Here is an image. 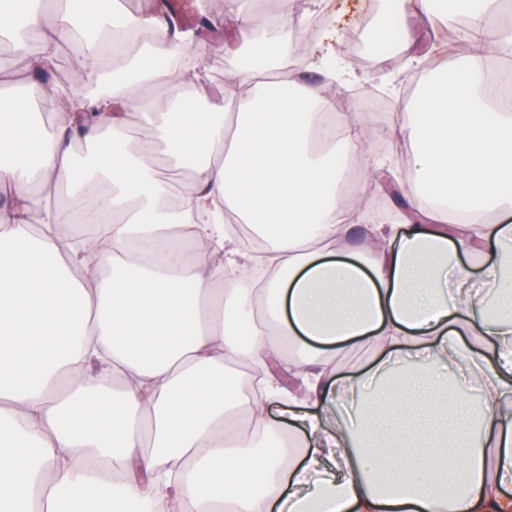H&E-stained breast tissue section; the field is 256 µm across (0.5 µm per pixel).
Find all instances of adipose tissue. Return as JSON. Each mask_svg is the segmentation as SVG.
I'll return each instance as SVG.
<instances>
[{"label": "adipose tissue", "instance_id": "1", "mask_svg": "<svg viewBox=\"0 0 512 512\" xmlns=\"http://www.w3.org/2000/svg\"><path fill=\"white\" fill-rule=\"evenodd\" d=\"M502 8L397 0L396 51L420 60L410 17L437 37L450 14L479 29ZM226 20L222 97L199 63L204 43L175 16L122 0L82 16L63 0L47 11L0 0L15 54L43 73L74 47L86 74L56 86L64 108L35 145L44 85L0 65V87L21 88L0 106V191L12 197L0 210V512H512V101L491 96L482 68L512 54V36L502 26L447 53L408 119L381 130L336 107L332 86L348 79L336 28L303 48L325 84L283 89L272 75L284 58L261 35L269 18L229 0ZM155 88L167 111H148ZM135 124L149 137H130ZM106 137L116 151L100 148ZM381 137L415 146L408 205L356 244L364 195L342 185L353 163L377 177L365 150ZM160 150L197 159L192 175L172 184ZM66 213L88 235L65 231ZM188 224L204 251L182 247ZM228 224L281 226L262 278ZM478 268L495 299L470 286ZM289 346L315 410L283 428L266 412L275 378L239 395L225 380ZM356 347L376 359L340 374ZM402 353L426 368L413 382L422 394L462 363L482 395L479 409L458 402L449 445L434 420L396 413L390 430L419 438V466L372 446L368 412Z\"/></svg>", "mask_w": 512, "mask_h": 512}]
</instances>
